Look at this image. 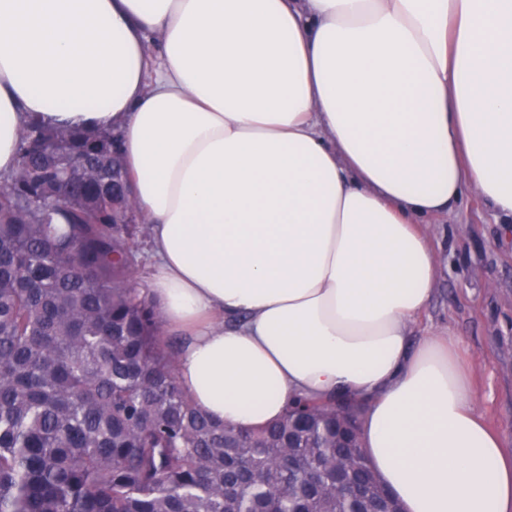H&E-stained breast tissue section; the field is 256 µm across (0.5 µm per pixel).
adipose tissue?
<instances>
[{"mask_svg":"<svg viewBox=\"0 0 512 512\" xmlns=\"http://www.w3.org/2000/svg\"><path fill=\"white\" fill-rule=\"evenodd\" d=\"M33 116L119 133L201 413L351 394L404 512H512L460 339L409 341L422 225L471 196L512 221V0H0V173Z\"/></svg>","mask_w":512,"mask_h":512,"instance_id":"adipose-tissue-1","label":"adipose tissue"}]
</instances>
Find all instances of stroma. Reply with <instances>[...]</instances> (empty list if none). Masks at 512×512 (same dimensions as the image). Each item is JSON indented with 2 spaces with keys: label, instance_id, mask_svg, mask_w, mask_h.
<instances>
[{
  "label": "stroma",
  "instance_id": "obj_1",
  "mask_svg": "<svg viewBox=\"0 0 512 512\" xmlns=\"http://www.w3.org/2000/svg\"><path fill=\"white\" fill-rule=\"evenodd\" d=\"M426 231L442 266L412 341L442 331L458 336L472 368L476 408L512 453V223H499L476 198L434 218Z\"/></svg>",
  "mask_w": 512,
  "mask_h": 512
}]
</instances>
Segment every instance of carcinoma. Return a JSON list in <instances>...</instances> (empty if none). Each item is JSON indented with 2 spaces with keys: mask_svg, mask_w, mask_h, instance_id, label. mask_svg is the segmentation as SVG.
Masks as SVG:
<instances>
[{
  "mask_svg": "<svg viewBox=\"0 0 512 512\" xmlns=\"http://www.w3.org/2000/svg\"><path fill=\"white\" fill-rule=\"evenodd\" d=\"M84 178H63L58 153ZM112 131L26 125L0 174V512H399L359 447L364 404L296 396L256 430L198 412L112 212Z\"/></svg>",
  "mask_w": 512,
  "mask_h": 512,
  "instance_id": "obj_1",
  "label": "carcinoma"
}]
</instances>
